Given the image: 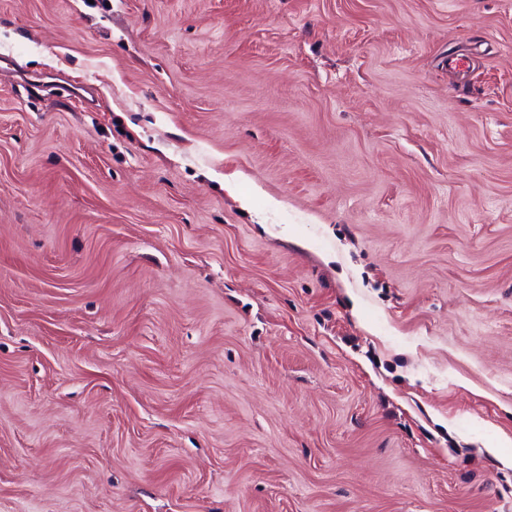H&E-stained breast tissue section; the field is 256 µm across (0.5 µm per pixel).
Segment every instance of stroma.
I'll use <instances>...</instances> for the list:
<instances>
[{"instance_id":"1","label":"stroma","mask_w":512,"mask_h":512,"mask_svg":"<svg viewBox=\"0 0 512 512\" xmlns=\"http://www.w3.org/2000/svg\"><path fill=\"white\" fill-rule=\"evenodd\" d=\"M0 59V512H512V0H0Z\"/></svg>"}]
</instances>
